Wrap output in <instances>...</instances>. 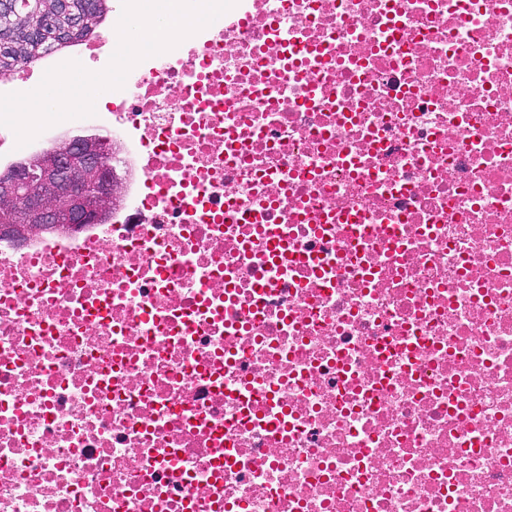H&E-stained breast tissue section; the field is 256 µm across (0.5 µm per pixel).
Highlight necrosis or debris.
<instances>
[{"instance_id": "4bbe7bcc", "label": "necrosis or debris", "mask_w": 512, "mask_h": 512, "mask_svg": "<svg viewBox=\"0 0 512 512\" xmlns=\"http://www.w3.org/2000/svg\"><path fill=\"white\" fill-rule=\"evenodd\" d=\"M72 133L119 198L0 237V512H512V0H238Z\"/></svg>"}]
</instances>
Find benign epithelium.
Here are the masks:
<instances>
[{
    "mask_svg": "<svg viewBox=\"0 0 512 512\" xmlns=\"http://www.w3.org/2000/svg\"><path fill=\"white\" fill-rule=\"evenodd\" d=\"M103 144L100 138L68 139L55 149L51 164H42V153L36 152L0 174V205L14 214L0 233L21 239L34 228L74 233L104 222L118 186Z\"/></svg>",
    "mask_w": 512,
    "mask_h": 512,
    "instance_id": "benign-epithelium-1",
    "label": "benign epithelium"
}]
</instances>
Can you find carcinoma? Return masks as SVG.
<instances>
[{"mask_svg":"<svg viewBox=\"0 0 512 512\" xmlns=\"http://www.w3.org/2000/svg\"><path fill=\"white\" fill-rule=\"evenodd\" d=\"M15 2L17 16L10 22H0V76L30 66L42 53L64 48L95 32L106 15L110 0H71L74 10L90 13V25L73 31L62 40L52 37L57 25L54 19L56 0H39L37 10L34 0Z\"/></svg>","mask_w":512,"mask_h":512,"instance_id":"carcinoma-1","label":"carcinoma"}]
</instances>
